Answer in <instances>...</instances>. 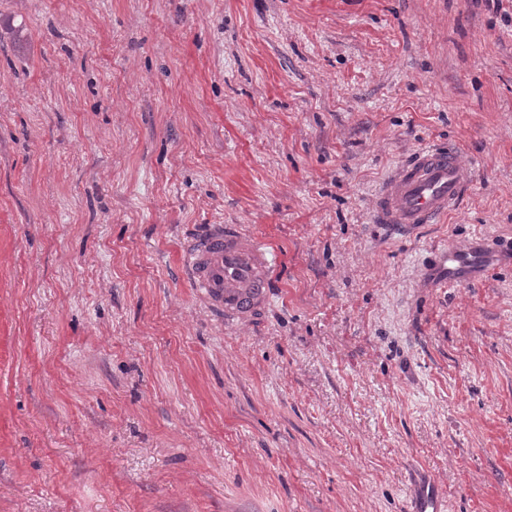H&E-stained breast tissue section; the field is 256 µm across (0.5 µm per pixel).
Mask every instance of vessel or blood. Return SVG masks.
<instances>
[{
    "instance_id": "b4317fda",
    "label": "vessel or blood",
    "mask_w": 512,
    "mask_h": 512,
    "mask_svg": "<svg viewBox=\"0 0 512 512\" xmlns=\"http://www.w3.org/2000/svg\"><path fill=\"white\" fill-rule=\"evenodd\" d=\"M468 185L452 147L418 150L379 190L374 218L402 230L416 229L456 206ZM180 263L196 295L216 312L250 316L267 301L273 261L261 243L244 237L239 225H207L184 243Z\"/></svg>"
}]
</instances>
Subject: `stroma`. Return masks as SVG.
I'll list each match as a JSON object with an SVG mask.
<instances>
[{
  "instance_id": "stroma-1",
  "label": "stroma",
  "mask_w": 512,
  "mask_h": 512,
  "mask_svg": "<svg viewBox=\"0 0 512 512\" xmlns=\"http://www.w3.org/2000/svg\"><path fill=\"white\" fill-rule=\"evenodd\" d=\"M470 189L372 219L418 149ZM275 256L252 319L180 249ZM493 259L448 283L440 253ZM512 512V0H0V512ZM264 246L244 237L237 224H208L187 240L180 263L195 294L224 316H250L268 298L273 266Z\"/></svg>"
}]
</instances>
